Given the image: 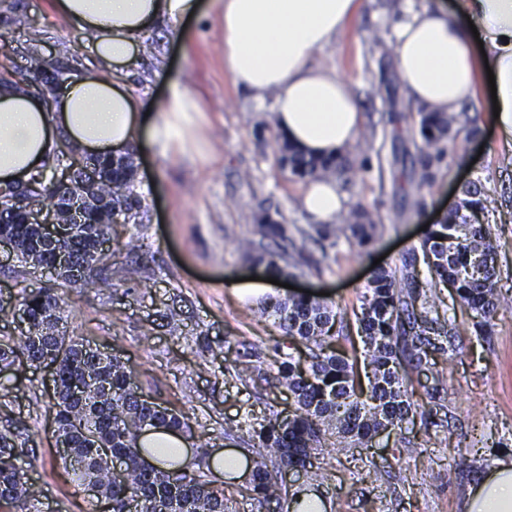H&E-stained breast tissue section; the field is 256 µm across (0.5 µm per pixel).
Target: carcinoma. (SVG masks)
Masks as SVG:
<instances>
[{
  "mask_svg": "<svg viewBox=\"0 0 512 512\" xmlns=\"http://www.w3.org/2000/svg\"><path fill=\"white\" fill-rule=\"evenodd\" d=\"M27 56L23 72L0 70V82L17 88L43 72L47 60L42 53L43 31L30 24L26 28ZM457 117L443 112L418 113L419 132L425 148L412 168L420 187L436 183L437 166L446 154L447 141L459 135ZM76 148L62 142L51 163L28 180L29 195L36 203L57 207L63 189L54 181L60 166L72 169L71 182L82 178L81 169L97 170L94 194L112 205V218L126 217L140 208L136 171L126 159H85L74 162ZM279 163L292 178L300 181L350 170L347 155L308 154L288 141L280 146ZM13 190L0 189V234L18 240L17 255L26 263L43 264L52 248L71 247L77 266L89 262L84 273L61 276L71 285L108 286L94 278V272L108 266L112 253L102 247L108 241L110 223L92 212L83 224H71L70 234L51 243L33 224L22 223L13 211ZM496 199L482 183H471L465 198L448 209V217L427 227L420 243L423 263L430 273L420 278L417 255L405 259L402 270L379 268L372 273L360 312L357 331L365 348L364 367L370 370L368 394L356 388V362L342 342H352L344 334V314L309 296L288 301L268 299L261 303L262 314L273 320L288 340L287 348H277L275 384L288 390L294 410L283 418L258 416L245 411L248 432L262 448L255 462V475L248 492L258 502L274 500L283 512H290L294 495L278 474L296 463L303 470L313 467L318 450L334 436L340 444L366 445L381 429L395 428L414 417V404L407 395L410 371L425 369L432 352L441 348L446 335L439 317L431 316L426 289L433 281L453 286L459 300L474 314L476 326L490 325L497 306L495 297V256L491 245L492 225L479 222L477 214L492 207ZM259 242L243 244L245 258L274 276L288 272V246L293 244L285 218L278 211L259 207L251 213ZM378 225L362 208L350 210L345 223L325 224L318 230L322 240L346 237L361 249L375 240ZM63 298L54 288L32 289L22 306L29 322L16 336L0 339V365L27 368L40 361L55 366L53 392L54 423L63 450L65 470L80 485L93 484L100 497L112 502V512H128L135 503L137 512H229L224 489L207 479L203 469L188 471L180 460L181 449L164 442L148 448L133 446L132 437L147 420L159 427L189 428L182 413L158 410L139 391L134 370L121 359L97 353L93 346L62 328ZM24 448L14 436L0 433V508L8 512H28L37 490L25 480L18 465ZM154 457L167 468H146L142 454ZM116 455L124 458V478L112 475Z\"/></svg>",
  "mask_w": 512,
  "mask_h": 512,
  "instance_id": "1",
  "label": "carcinoma"
}]
</instances>
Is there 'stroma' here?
<instances>
[{
    "instance_id": "1",
    "label": "stroma",
    "mask_w": 512,
    "mask_h": 512,
    "mask_svg": "<svg viewBox=\"0 0 512 512\" xmlns=\"http://www.w3.org/2000/svg\"><path fill=\"white\" fill-rule=\"evenodd\" d=\"M405 0H362V8L336 41L315 54L316 64L349 79L361 101L363 123L346 154L352 169L337 179L345 208L361 205L380 226L369 252L346 239L322 249L317 221L303 209L304 182L278 165L272 100L257 103L236 85L227 65L224 31L215 15L194 27L190 51L159 25L155 54L143 58L131 83L145 101L159 102L173 89L202 99L206 120L199 150L171 156L147 137L128 147L137 169L141 207L113 225L112 264L102 272L111 287L73 288L47 270L0 249V303L18 306L23 290L51 286L64 299L71 335L128 360L150 401L181 410L193 428L185 435L193 459L220 451L257 447L246 432L226 437V423L241 421L247 405L256 413H285V395L266 384L276 372L280 330L260 318L254 299L240 297L235 283L253 276L237 243L256 239L250 212L264 206L290 224L295 269L288 287L273 295L328 293L335 308L354 321L374 263L401 268L419 245L422 226L459 202L468 184L482 179L498 200L488 220L495 229L496 290L500 304L489 327L478 329L445 285L431 292L450 334L427 368L411 375L409 393L420 414L373 440L371 447L329 448L320 455L321 479L286 471L290 492L314 490L330 512H459L467 489L500 455H512V148L491 122V93L481 81L465 110L477 135L449 141L432 187L409 179L410 157L423 146L415 116L394 66V27ZM44 31L46 56L90 66V41L58 17L50 0H0V65L23 69L29 20ZM406 115L400 139L391 136L390 114ZM153 278L139 284L140 273ZM258 378L242 386L233 378L239 353ZM46 368L0 371V432H11L28 451L19 465L40 491L30 512H103L84 486L72 482L57 452ZM379 469V479L368 476Z\"/></svg>"
}]
</instances>
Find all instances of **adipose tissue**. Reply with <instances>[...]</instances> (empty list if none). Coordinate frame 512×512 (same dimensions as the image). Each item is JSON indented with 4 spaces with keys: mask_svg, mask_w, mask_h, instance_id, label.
<instances>
[{
    "mask_svg": "<svg viewBox=\"0 0 512 512\" xmlns=\"http://www.w3.org/2000/svg\"><path fill=\"white\" fill-rule=\"evenodd\" d=\"M362 0H51L54 12L90 39L96 64L51 108L0 84V186L26 179L60 141L83 154L120 155L139 134L173 154L193 153L202 118L198 100L176 91L146 103L125 77L162 21L189 48L190 23L217 9L236 84L258 102L274 95L285 137L315 154L343 151L356 138L362 109L351 83L313 64L346 28ZM395 60L409 98L453 113L476 95V78L495 76L500 108L493 126L512 142V0H423L395 31ZM461 512H512V456L494 461L467 492Z\"/></svg>",
    "mask_w": 512,
    "mask_h": 512,
    "instance_id": "obj_1",
    "label": "adipose tissue"
}]
</instances>
